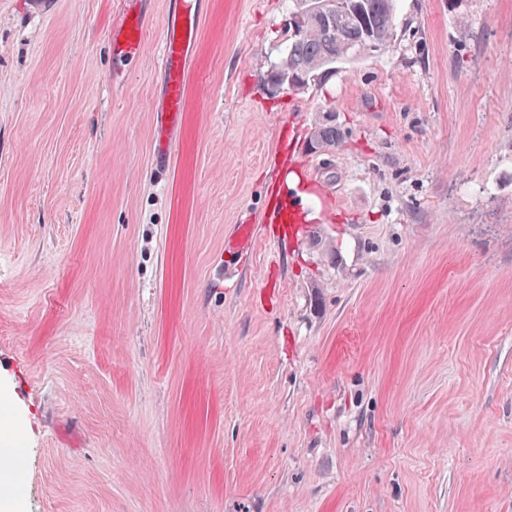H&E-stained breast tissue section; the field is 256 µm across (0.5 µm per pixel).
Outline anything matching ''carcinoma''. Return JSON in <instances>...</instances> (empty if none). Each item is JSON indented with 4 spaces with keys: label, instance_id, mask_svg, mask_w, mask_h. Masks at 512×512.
<instances>
[{
    "label": "carcinoma",
    "instance_id": "1",
    "mask_svg": "<svg viewBox=\"0 0 512 512\" xmlns=\"http://www.w3.org/2000/svg\"><path fill=\"white\" fill-rule=\"evenodd\" d=\"M321 8L327 20L311 19L288 36L280 72L310 82L342 60L383 51L396 37V0H321ZM341 140V130L329 119L311 136L315 149H334Z\"/></svg>",
    "mask_w": 512,
    "mask_h": 512
}]
</instances>
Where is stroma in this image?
<instances>
[{"label": "stroma", "mask_w": 512, "mask_h": 512, "mask_svg": "<svg viewBox=\"0 0 512 512\" xmlns=\"http://www.w3.org/2000/svg\"><path fill=\"white\" fill-rule=\"evenodd\" d=\"M166 9L115 80L121 0H0L23 512H512V0H398L300 91L267 80L294 0H204L160 168ZM333 120L323 119V121L317 124L312 132L311 144L315 149H335L338 147L342 140V132L336 127V124H332Z\"/></svg>", "instance_id": "1"}]
</instances>
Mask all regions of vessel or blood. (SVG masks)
<instances>
[{"instance_id": "b4317fda", "label": "vessel or blood", "mask_w": 512, "mask_h": 512, "mask_svg": "<svg viewBox=\"0 0 512 512\" xmlns=\"http://www.w3.org/2000/svg\"><path fill=\"white\" fill-rule=\"evenodd\" d=\"M122 22L110 35L112 58L123 64L140 54L148 33L145 0H124ZM202 22V0H169L161 31V93L156 104L153 157L158 165L170 158L171 142L185 110L190 62Z\"/></svg>"}]
</instances>
